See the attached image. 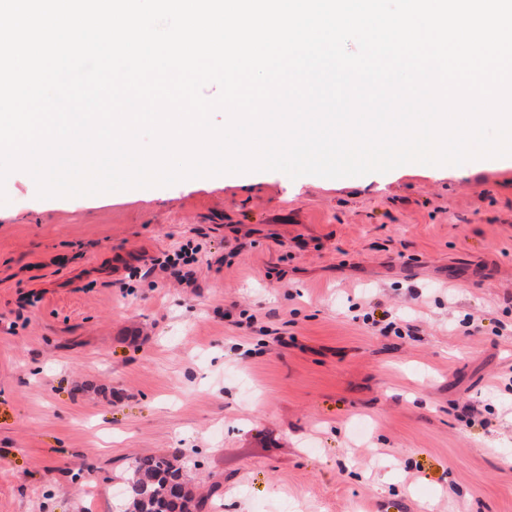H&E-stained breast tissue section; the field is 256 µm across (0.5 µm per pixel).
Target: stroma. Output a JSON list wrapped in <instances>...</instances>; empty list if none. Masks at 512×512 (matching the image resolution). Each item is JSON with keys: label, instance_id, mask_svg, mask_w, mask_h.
<instances>
[{"label": "stroma", "instance_id": "1", "mask_svg": "<svg viewBox=\"0 0 512 512\" xmlns=\"http://www.w3.org/2000/svg\"><path fill=\"white\" fill-rule=\"evenodd\" d=\"M5 192L0 512H119L147 455L224 512H512V162ZM198 249L199 248L197 246L192 249V256L189 257L187 256V253L184 252L183 247H180L178 250L174 251L173 254H165L163 259L157 258L153 260L155 263L152 264L151 272L154 273L157 269L162 272H167L171 268H176L180 264V261H182L184 265L197 262L193 255L198 253ZM193 251H195V253H193Z\"/></svg>", "mask_w": 512, "mask_h": 512}]
</instances>
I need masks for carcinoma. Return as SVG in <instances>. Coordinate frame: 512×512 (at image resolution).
Here are the masks:
<instances>
[{
    "instance_id": "obj_1",
    "label": "carcinoma",
    "mask_w": 512,
    "mask_h": 512,
    "mask_svg": "<svg viewBox=\"0 0 512 512\" xmlns=\"http://www.w3.org/2000/svg\"><path fill=\"white\" fill-rule=\"evenodd\" d=\"M124 512H213L208 499L194 494L174 456L138 457L123 479Z\"/></svg>"
}]
</instances>
